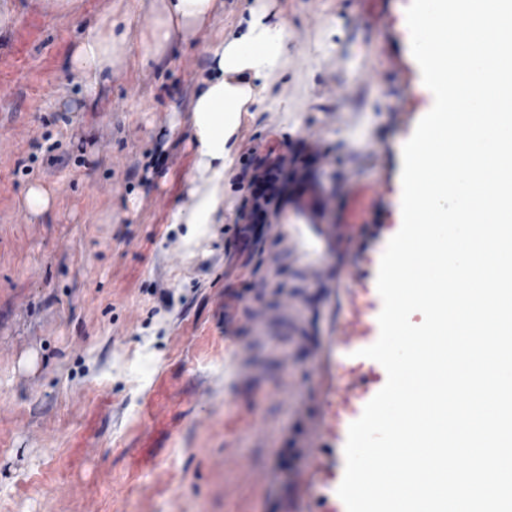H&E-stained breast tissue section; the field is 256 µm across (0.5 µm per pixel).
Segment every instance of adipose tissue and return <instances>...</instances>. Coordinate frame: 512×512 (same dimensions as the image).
I'll return each mask as SVG.
<instances>
[{
    "instance_id": "obj_1",
    "label": "adipose tissue",
    "mask_w": 512,
    "mask_h": 512,
    "mask_svg": "<svg viewBox=\"0 0 512 512\" xmlns=\"http://www.w3.org/2000/svg\"><path fill=\"white\" fill-rule=\"evenodd\" d=\"M217 0H160L154 26L139 44L141 62H159L176 41L187 40L215 12ZM128 15L105 17L92 28L68 62L84 76L86 90L95 93L101 80L111 78L124 58ZM288 53V30L270 22L266 5L254 7L240 38L217 39L210 48L208 67L198 80L190 102L189 122L197 143L191 177V202L176 207L170 221L189 227V241L205 236L210 225L224 221V176L234 156L232 142L243 112L266 102V89L250 76L282 69Z\"/></svg>"
}]
</instances>
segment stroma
<instances>
[{"label":"stroma","mask_w":512,"mask_h":512,"mask_svg":"<svg viewBox=\"0 0 512 512\" xmlns=\"http://www.w3.org/2000/svg\"><path fill=\"white\" fill-rule=\"evenodd\" d=\"M224 10L162 64L137 45L151 0H127V59L86 96L67 62L118 0H0V512H346L343 444L318 464L329 414L357 420L374 362L335 345L355 268L375 287L400 226L403 140L421 75L384 53L407 29L362 26L363 0H270L288 65L244 113L224 221L194 251L169 223L190 201L185 122L217 31L244 33L254 0ZM379 188L369 223L337 208ZM47 189V211L25 206ZM169 430L141 409L160 375ZM150 438L151 463L135 467Z\"/></svg>","instance_id":"stroma-1"}]
</instances>
